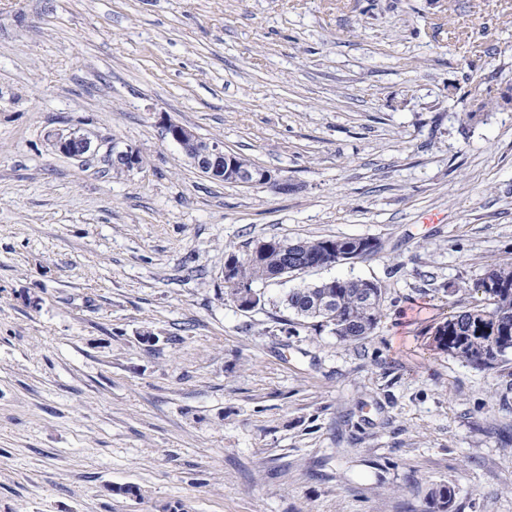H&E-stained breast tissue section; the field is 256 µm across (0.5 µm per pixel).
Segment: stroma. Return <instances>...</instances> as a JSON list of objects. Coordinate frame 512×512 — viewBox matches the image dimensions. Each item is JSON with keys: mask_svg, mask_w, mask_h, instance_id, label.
I'll list each match as a JSON object with an SVG mask.
<instances>
[{"mask_svg": "<svg viewBox=\"0 0 512 512\" xmlns=\"http://www.w3.org/2000/svg\"><path fill=\"white\" fill-rule=\"evenodd\" d=\"M76 127L100 154L51 147ZM361 237L224 293L256 240ZM503 260L512 0H0V512H512V376L429 345ZM331 278L384 286L364 340L286 308ZM165 135L181 148L191 165L208 178L224 182L225 177L230 176L233 183L239 185L267 183L273 180L270 171L260 167L248 170L252 164L236 155L238 166L248 171L241 170L237 167L234 157L224 152V146L202 140L187 126L167 123ZM109 156L112 164L125 172L138 170L143 165V158L137 150L131 147L120 148L116 142H113Z\"/></svg>", "mask_w": 512, "mask_h": 512, "instance_id": "stroma-1", "label": "stroma"}]
</instances>
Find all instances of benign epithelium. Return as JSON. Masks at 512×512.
Here are the masks:
<instances>
[{
	"mask_svg": "<svg viewBox=\"0 0 512 512\" xmlns=\"http://www.w3.org/2000/svg\"><path fill=\"white\" fill-rule=\"evenodd\" d=\"M165 135L176 143L188 158L191 165L205 176L222 181L225 177L239 185H253L267 183L273 180L270 171L255 167L244 171L237 167L234 157L224 152V147L216 142H207L201 139L191 128L168 123L165 126ZM51 146L55 151L80 159L97 150V145L85 133L78 129H57L47 134ZM110 160L113 165L125 172L138 170L143 165L140 153L130 147L121 148L118 143H112Z\"/></svg>",
	"mask_w": 512,
	"mask_h": 512,
	"instance_id": "obj_1",
	"label": "benign epithelium"
}]
</instances>
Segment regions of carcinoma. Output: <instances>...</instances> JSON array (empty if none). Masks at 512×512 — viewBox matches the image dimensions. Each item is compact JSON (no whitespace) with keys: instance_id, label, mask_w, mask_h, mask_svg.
Here are the masks:
<instances>
[{"instance_id":"cac0c4a2","label":"carcinoma","mask_w":512,"mask_h":512,"mask_svg":"<svg viewBox=\"0 0 512 512\" xmlns=\"http://www.w3.org/2000/svg\"><path fill=\"white\" fill-rule=\"evenodd\" d=\"M325 239L288 242L275 238L255 242L259 254L236 258L232 274L224 279L226 294L236 299L240 286L279 277L290 264L309 266L323 260L341 263L326 252ZM481 298L473 305L448 314L433 326L432 344L454 358L482 370H498L512 361V262L491 265L473 288ZM384 288L361 278H333L313 288H297L285 298L288 310L318 326L330 329L344 343L359 342L371 334L382 318Z\"/></svg>"}]
</instances>
